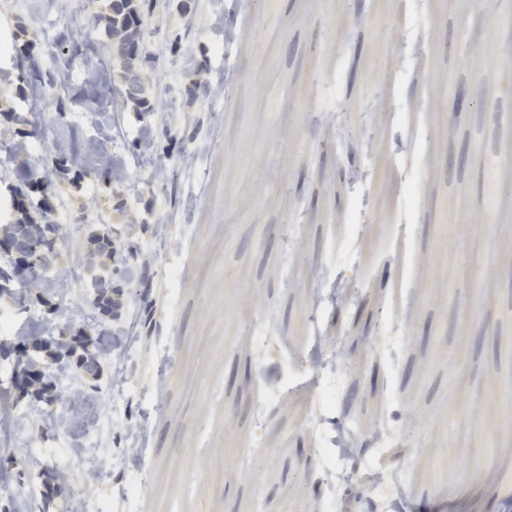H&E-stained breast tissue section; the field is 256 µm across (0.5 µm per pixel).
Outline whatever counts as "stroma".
I'll list each match as a JSON object with an SVG mask.
<instances>
[{"mask_svg": "<svg viewBox=\"0 0 512 512\" xmlns=\"http://www.w3.org/2000/svg\"><path fill=\"white\" fill-rule=\"evenodd\" d=\"M106 3L0 0V223L22 168L50 170L22 202H50L44 277L72 283L0 295V512H72L77 489L100 512H273L288 488L316 512H382L331 477L344 429L361 472L409 473L391 512H512V0H144L151 112L92 24ZM66 157L79 173L53 174ZM106 227L112 318L86 266ZM57 303L121 340L95 378L36 354L91 391L80 433L16 383L21 334L58 335Z\"/></svg>", "mask_w": 512, "mask_h": 512, "instance_id": "35a3bbf8", "label": "stroma"}]
</instances>
